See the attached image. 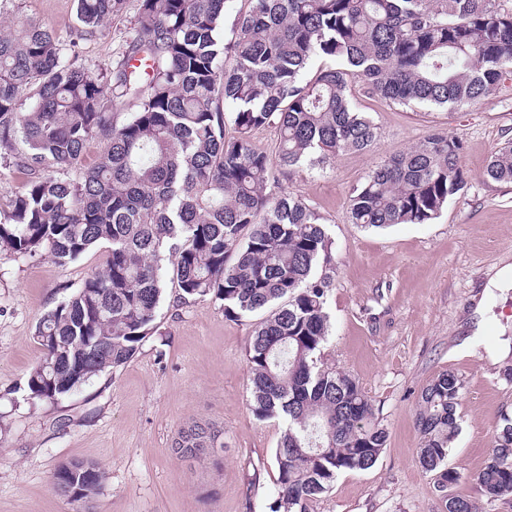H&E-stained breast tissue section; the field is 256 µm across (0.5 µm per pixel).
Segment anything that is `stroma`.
Here are the masks:
<instances>
[{
	"mask_svg": "<svg viewBox=\"0 0 512 512\" xmlns=\"http://www.w3.org/2000/svg\"><path fill=\"white\" fill-rule=\"evenodd\" d=\"M16 2L95 75L116 69L139 9V0H123L105 30L79 39L76 0ZM355 98L379 127L374 148L341 154L321 173L281 178L280 187L313 207L332 239L325 356L362 385L388 441L372 468L340 474L312 512H443L419 463L415 416L422 388L447 370L464 381L462 430L448 457L461 475L452 491L481 512H512V497L487 502L473 479L501 415H512V355L495 364L486 358L488 348L512 340V288L488 286L504 259L512 260V187L481 176L490 154L512 141V76L456 110L390 103L362 87ZM436 128L463 142L464 192L429 224L350 223L349 198L368 170ZM105 255L100 245L63 269L42 254L0 262V512H76L50 486L71 460L107 473L93 512H268L281 425L257 420L247 407L254 321L225 317L208 297L179 303L176 280L166 282L157 334L126 364L58 402L29 398L27 374L42 357L38 320L99 270ZM480 299L482 347L458 350ZM196 424L221 431L224 445L187 459L175 445Z\"/></svg>",
	"mask_w": 512,
	"mask_h": 512,
	"instance_id": "1",
	"label": "stroma"
}]
</instances>
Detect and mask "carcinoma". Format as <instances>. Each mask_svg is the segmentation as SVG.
Here are the masks:
<instances>
[{"label": "carcinoma", "mask_w": 512, "mask_h": 512, "mask_svg": "<svg viewBox=\"0 0 512 512\" xmlns=\"http://www.w3.org/2000/svg\"><path fill=\"white\" fill-rule=\"evenodd\" d=\"M225 29V0H140L126 59L110 78L67 58L59 40L13 12L0 32V163L26 176L0 219V261L43 252L64 267L97 245L104 267L37 322L43 356L27 376L32 400L57 402L127 363L154 329L168 275L183 299L211 297L236 321L259 316L246 348L249 410L277 419V490L270 512H310L339 474L373 467L388 434L359 382L324 360L331 238L278 175L324 171L370 150L378 127L352 86L404 105L459 109L512 72V8L496 0H248ZM121 0H77L76 37L96 33ZM320 61L314 73L309 67ZM137 109L121 125L114 109ZM234 132L226 134L225 106ZM278 131L275 155L254 131ZM97 163L77 179L87 143ZM462 141L443 130L376 163L350 198L365 228L430 224L467 183ZM485 180L512 185V143L495 149ZM464 388L451 371L422 390L416 427L422 469L447 494ZM221 432H180L185 458ZM55 478L81 508L107 474L91 462ZM491 500L512 496V418L503 417L474 475Z\"/></svg>", "instance_id": "obj_1"}]
</instances>
